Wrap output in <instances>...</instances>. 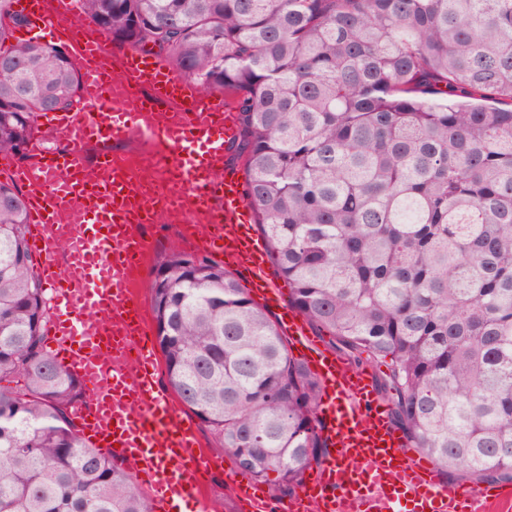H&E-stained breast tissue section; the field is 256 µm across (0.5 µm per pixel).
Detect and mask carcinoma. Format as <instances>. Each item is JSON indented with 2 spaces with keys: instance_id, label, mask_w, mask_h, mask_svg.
Wrapping results in <instances>:
<instances>
[{
  "instance_id": "obj_1",
  "label": "carcinoma",
  "mask_w": 512,
  "mask_h": 512,
  "mask_svg": "<svg viewBox=\"0 0 512 512\" xmlns=\"http://www.w3.org/2000/svg\"><path fill=\"white\" fill-rule=\"evenodd\" d=\"M0 0V153L80 75L22 40ZM109 38L234 96L247 205L290 304L378 388L438 474L512 482V0H80ZM23 194L0 181V512H150L134 475L73 426L79 381L44 348L47 308ZM153 281L171 387L277 500L328 453L323 386L208 256Z\"/></svg>"
}]
</instances>
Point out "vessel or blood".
Returning a JSON list of instances; mask_svg holds the SVG:
<instances>
[{
	"label": "vessel or blood",
	"mask_w": 512,
	"mask_h": 512,
	"mask_svg": "<svg viewBox=\"0 0 512 512\" xmlns=\"http://www.w3.org/2000/svg\"><path fill=\"white\" fill-rule=\"evenodd\" d=\"M17 9L42 30L58 32L63 18L76 27L62 42L80 72L79 102L73 111L45 114L50 140L15 174L26 188L31 237L43 257L39 274L52 292V351L90 396L73 406L83 437L132 463L136 478L153 491V512H174L196 490L195 472L212 463L195 451L194 422L175 411L157 384L153 346L143 338L130 291V275L147 248L134 228L154 223L159 211L141 210L137 191L109 153H101L96 173L88 174L82 150L138 136L171 174L165 191L179 204L182 223L209 211L202 247L244 272L248 288L275 305L281 289L247 228L253 212L227 159L238 131L234 110L223 93L188 83L164 57L129 46L111 50L82 21L75 0H17ZM116 80L142 89L146 111L116 107ZM59 251L60 264L54 259ZM280 323L307 350L308 365L327 392L319 417L334 449L286 512H392L403 498L412 512H486L512 501L495 487L476 493L449 487L430 462L410 458L369 376L316 346L296 310L284 309Z\"/></svg>",
	"instance_id": "1"
}]
</instances>
